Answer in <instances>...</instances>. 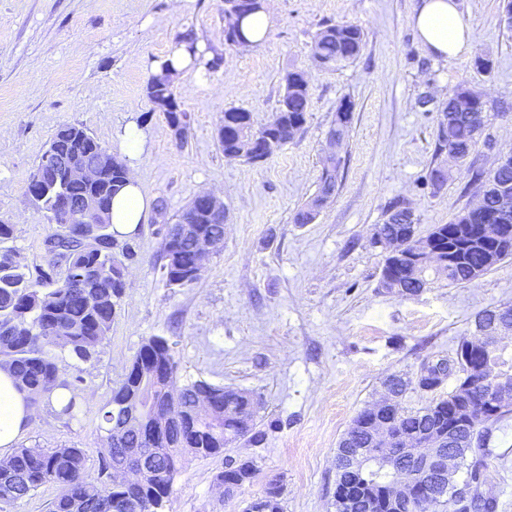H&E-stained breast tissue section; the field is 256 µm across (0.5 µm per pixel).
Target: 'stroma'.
<instances>
[{
    "label": "stroma",
    "mask_w": 512,
    "mask_h": 512,
    "mask_svg": "<svg viewBox=\"0 0 512 512\" xmlns=\"http://www.w3.org/2000/svg\"><path fill=\"white\" fill-rule=\"evenodd\" d=\"M272 5L265 41L243 48L224 40V0H0V220L13 224V246L30 268L47 267L52 226L26 189L64 125L84 127L113 151L129 123L141 126L146 143L135 165L154 203L131 240L135 256L109 335L90 362L60 361L76 383L78 413L58 416L42 401L22 445L75 444L96 468L99 409L151 336L172 342L182 381L241 390L258 403L265 439L187 457L163 512H240L273 479L283 483L284 512H335L338 442L380 398L384 378L415 376L428 357L452 355L477 313L512 303V260L464 287L437 278L408 299L388 294L379 286L384 252L371 242L392 198H404L426 232L474 202L471 170H490L512 153V31L500 23L502 0H458L471 43L454 58L422 46L412 26L422 0ZM338 21L362 27L361 55L337 71L312 67L316 32ZM188 30L204 56L223 54L224 66L204 81L192 71L177 79L180 138L146 87L151 66ZM478 51L492 60L491 72L474 69ZM295 65L309 69L303 128L262 164L225 159L217 142L225 110L247 109L266 124ZM462 82L482 91L492 121L435 194L425 177L436 161L439 114L420 99L442 101ZM344 99L353 120L336 193L315 221L292 223L317 189ZM208 187L224 200V249L192 284L167 286L161 227ZM489 446L495 458L484 491L495 512H512V416L493 429ZM244 457L256 461V477L234 498H220L215 475L227 459Z\"/></svg>",
    "instance_id": "1"
}]
</instances>
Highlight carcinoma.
Wrapping results in <instances>:
<instances>
[{
    "mask_svg": "<svg viewBox=\"0 0 512 512\" xmlns=\"http://www.w3.org/2000/svg\"><path fill=\"white\" fill-rule=\"evenodd\" d=\"M262 9L258 0L251 7L227 22L225 41L236 45L246 42L243 22ZM365 34L361 27L350 22L325 23L316 33L311 45V62L324 70L337 71L355 61L362 53ZM284 88L277 101V112L272 120L259 129L254 128L253 113L230 108L224 111V136L218 144L228 160L256 163L255 158L241 151L240 139L250 135L274 132L282 143L294 139L306 122L310 107L309 85L302 67L289 69L284 77ZM147 95L166 116L170 104H177L173 79L168 72L150 77ZM440 112L435 141L436 155L456 153L468 157L478 143L479 136L489 123L490 115L482 92L469 83L457 85L446 100L437 105ZM353 119V104L343 100L336 108V119L331 132L336 134V147L324 151L318 190L293 215V223L310 224L321 210L322 197L335 192L341 168L338 148L348 136ZM51 140L62 151H80L86 159L98 162L97 151L107 146L79 126L58 128ZM452 179V173H443L439 166L429 169L426 182L433 192H440ZM124 163L112 160L100 181L92 186H73L61 178L50 176L41 185L43 199L38 208L52 217L56 198L64 192L72 195L95 192L112 199L126 184ZM471 181L476 186L486 183L511 182L512 165L494 167L487 172L475 171ZM498 212L495 195L484 193L477 206L458 211L446 224H434L425 234L417 233V218L404 200L395 198L386 208V219L375 225L373 243L390 241L404 236L413 239L406 258L385 256L379 287L401 299L411 298L428 287L430 275L443 277L450 286H465L491 271L498 263L512 257V216L502 225L504 233L495 248L485 245L480 237L481 225L495 224ZM198 231L218 239L224 236V227L207 214L200 212L194 220ZM98 237L110 247L125 250L134 256L128 242H120L112 234V224L97 227ZM85 225L70 224L65 232L53 228L48 239L55 240L50 256V271L32 277L27 265L18 260L19 252L9 242L13 238V225L0 223V368L8 369L18 386L27 391L34 405L50 397L57 388L69 392V398L60 415L73 416L80 401L72 383L63 378L59 368V355L68 354L80 361H90L96 347L108 336L116 313V306L124 294L127 266L110 252L90 250L84 244ZM434 243L440 257L454 258L443 267H433L418 259L415 250L426 243ZM98 265L111 266V274L101 281L95 278ZM512 325V304H503L480 312L475 318V331L488 327L491 322ZM508 346L502 345L488 354L469 360L470 389L465 400L472 404L471 418L463 428L448 433V403L437 401L417 410L398 408L394 433L403 437L435 430L442 435L440 447L451 449L455 468L465 467L464 486L454 485L453 476L434 467L431 472L416 477L417 491L429 497L428 503L449 509L455 503L468 502L471 512H492L493 500L479 493L482 479L486 478L491 449L488 448L492 427L508 415L504 411L492 417L482 411V401L497 391L502 381L512 386V356ZM179 362L172 347L163 336L145 339L129 366L121 383L112 389L108 402L100 410L98 430L101 447L95 474L87 468V450L75 445L59 448L22 446L0 461V505H11L45 485L56 487L50 512H162L164 503L173 491L175 475L186 455L211 457L224 453V441L240 440L251 436L259 442L265 433L255 430L257 412L243 422L224 417V408L231 405L240 410L248 406L234 393L224 394V388L196 380L178 384ZM384 386L402 397L417 381L396 374L386 378ZM177 393L168 402L172 418L162 436L154 438L130 425L131 407L124 405L135 396L147 404L148 397L158 390ZM213 405V413L202 416L196 412L200 395ZM372 408L362 409L353 419L348 431L339 442L337 452L349 453L359 448L373 447ZM138 449L144 457L141 478L129 482L113 477L112 463L129 450ZM226 469L233 485L226 490L232 496L249 482L257 472L255 462L249 458L230 459ZM391 471L372 458L355 464L351 458L336 457V512H359L353 499L342 486L352 484L368 493L385 490ZM257 512H284L283 486L278 480L267 483L262 494L255 498Z\"/></svg>",
    "mask_w": 512,
    "mask_h": 512,
    "instance_id": "cac0c4a2",
    "label": "carcinoma"
}]
</instances>
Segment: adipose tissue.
<instances>
[{"mask_svg": "<svg viewBox=\"0 0 512 512\" xmlns=\"http://www.w3.org/2000/svg\"><path fill=\"white\" fill-rule=\"evenodd\" d=\"M413 25L427 50L442 57H455L468 50L470 31L456 0H425ZM152 200L144 193L137 171H129L123 189L112 199L109 214L112 230L124 239L147 222ZM34 415L28 396L11 375L0 369V459L10 455L23 438Z\"/></svg>", "mask_w": 512, "mask_h": 512, "instance_id": "obj_1", "label": "adipose tissue"}]
</instances>
